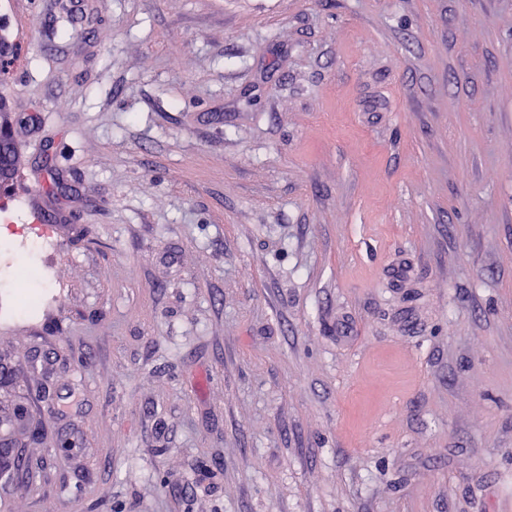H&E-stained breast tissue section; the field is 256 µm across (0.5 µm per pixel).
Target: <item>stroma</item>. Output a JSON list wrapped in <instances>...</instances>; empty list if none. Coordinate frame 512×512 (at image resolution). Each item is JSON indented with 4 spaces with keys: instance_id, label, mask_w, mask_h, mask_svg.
<instances>
[{
    "instance_id": "obj_1",
    "label": "stroma",
    "mask_w": 512,
    "mask_h": 512,
    "mask_svg": "<svg viewBox=\"0 0 512 512\" xmlns=\"http://www.w3.org/2000/svg\"><path fill=\"white\" fill-rule=\"evenodd\" d=\"M88 5L0 0V512H512V0Z\"/></svg>"
}]
</instances>
